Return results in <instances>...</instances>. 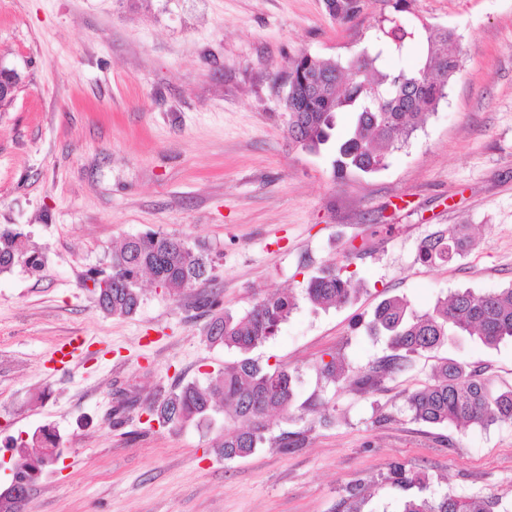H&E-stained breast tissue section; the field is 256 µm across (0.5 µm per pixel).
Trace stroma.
<instances>
[{"label": "stroma", "mask_w": 512, "mask_h": 512, "mask_svg": "<svg viewBox=\"0 0 512 512\" xmlns=\"http://www.w3.org/2000/svg\"><path fill=\"white\" fill-rule=\"evenodd\" d=\"M346 23L324 0H0V66L19 75L0 105V227L44 256L0 273V487L4 443L41 427L63 442L31 493V512H396L384 480L403 464L429 494L497 497L512 512V424L458 432L414 420L409 392L434 361L415 359L373 392L355 380L386 355L362 322L385 298L419 312L468 290L512 286V0H365ZM453 29L463 66L436 112L384 168L332 174L328 150L289 142L290 60H345L378 21ZM469 227L462 256L424 265L422 241ZM186 239L215 261L212 280L176 292L140 280L135 315L101 312L83 286L113 245L145 231ZM347 266L352 303L299 302L253 352L298 377L289 414L253 455L224 460L211 429L149 425L160 393L222 369L235 352L204 340L202 299L244 313ZM76 343L71 363L51 359ZM440 356L512 388V342L449 341ZM336 356L339 380L320 373Z\"/></svg>", "instance_id": "35a3bbf8"}]
</instances>
